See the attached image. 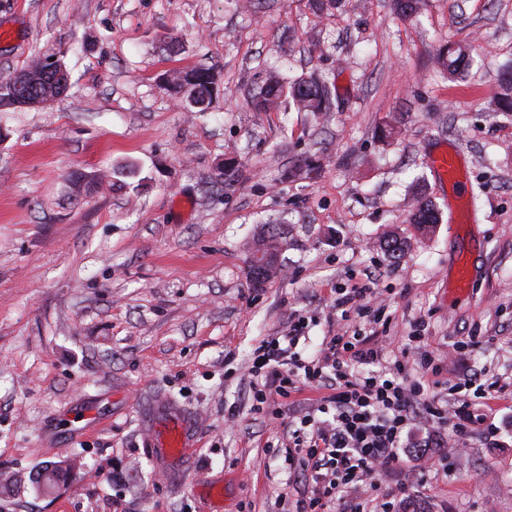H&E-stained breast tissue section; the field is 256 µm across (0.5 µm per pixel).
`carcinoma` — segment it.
I'll list each match as a JSON object with an SVG mask.
<instances>
[{
	"instance_id": "carcinoma-1",
	"label": "carcinoma",
	"mask_w": 512,
	"mask_h": 512,
	"mask_svg": "<svg viewBox=\"0 0 512 512\" xmlns=\"http://www.w3.org/2000/svg\"><path fill=\"white\" fill-rule=\"evenodd\" d=\"M470 55V46L455 44L444 47L438 56L439 64L446 76L458 80L463 76V66ZM63 70L58 61L36 59L19 71L0 73V103L23 101L26 107H35L54 100L68 89V84L56 78ZM216 76L210 69H194L177 73L168 81V87L178 96L183 93L199 92L213 94ZM501 91L492 100L493 112H512V76L500 79ZM333 92L331 87L320 80L297 78L287 84L278 79L269 81L256 96L258 103L265 108L277 106L280 99L292 101L302 112L330 111ZM410 222L417 225L423 235L432 233L439 223V213L427 197L418 201L411 214Z\"/></svg>"
}]
</instances>
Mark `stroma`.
I'll return each instance as SVG.
<instances>
[{"instance_id": "35a3bbf8", "label": "stroma", "mask_w": 512, "mask_h": 512, "mask_svg": "<svg viewBox=\"0 0 512 512\" xmlns=\"http://www.w3.org/2000/svg\"><path fill=\"white\" fill-rule=\"evenodd\" d=\"M0 69L50 58L69 89L0 111V512H293L302 487L267 451L278 422L250 406L258 342L309 323L320 348L342 317L335 289L375 271L393 343L424 324L456 375L498 381L494 434L446 466L406 467L358 496L402 492L401 512H512V113L488 109L512 67V0H426L406 19L391 0H0ZM475 47L465 80L436 63ZM195 67L220 81L207 112H185L162 76ZM334 86L329 112L259 111L271 77ZM455 145L475 220L421 236L418 192L455 200L428 163ZM231 179H219L224 166ZM93 177L90 193L70 182ZM275 233L280 272L248 278L257 234ZM391 236L409 249L390 258ZM475 284L448 286L457 254ZM476 339L453 352L454 343ZM153 395L198 416L196 454L178 475L151 459L135 418ZM94 404L97 425L64 421ZM234 425H226L228 411ZM64 469L48 491L45 462Z\"/></svg>"}]
</instances>
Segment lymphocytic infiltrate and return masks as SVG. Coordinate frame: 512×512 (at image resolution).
<instances>
[{
  "instance_id": "1",
  "label": "lymphocytic infiltrate",
  "mask_w": 512,
  "mask_h": 512,
  "mask_svg": "<svg viewBox=\"0 0 512 512\" xmlns=\"http://www.w3.org/2000/svg\"><path fill=\"white\" fill-rule=\"evenodd\" d=\"M379 297L370 282H357L338 289L336 305L376 324L383 312ZM305 327L304 320L293 321L287 335L261 340L251 358L255 411H267L275 395L285 398L305 387L322 393L316 408L292 418L287 441L277 445L278 455L304 479L295 512H329L335 504L343 512H369L358 488L403 466L414 423L447 430L449 450H458L487 423L492 401L504 391L495 381L443 378L416 335L403 345L414 356L411 369L399 362L391 372L378 370L379 338L358 329L325 337L306 357L297 350ZM440 387L449 400L437 396Z\"/></svg>"
}]
</instances>
